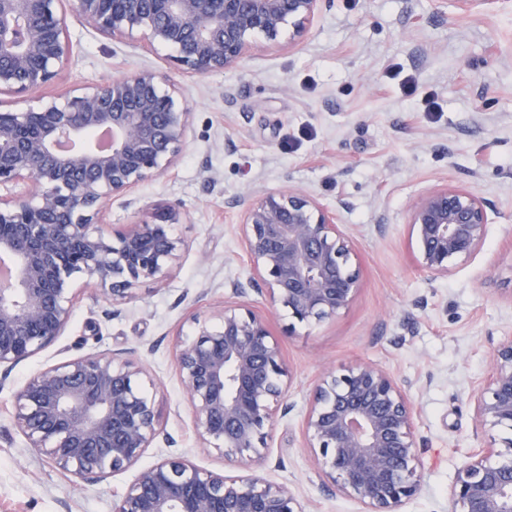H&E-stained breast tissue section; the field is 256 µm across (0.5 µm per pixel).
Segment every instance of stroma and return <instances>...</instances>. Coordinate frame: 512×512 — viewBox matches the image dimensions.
I'll return each instance as SVG.
<instances>
[{
	"label": "stroma",
	"instance_id": "obj_1",
	"mask_svg": "<svg viewBox=\"0 0 512 512\" xmlns=\"http://www.w3.org/2000/svg\"><path fill=\"white\" fill-rule=\"evenodd\" d=\"M72 53L59 80L32 100L100 86L141 70H167L173 50L115 44L75 11L66 13ZM192 111L184 151L167 175L143 183L144 210L115 201L110 224L152 221L180 204L173 230L186 251L165 289L142 284L114 304L82 289L72 320L49 348L17 365L0 387V512H113L134 481L70 479L27 448L11 399L44 366L90 352L123 353L151 377L146 389L161 440L141 460L173 454L228 475L259 472L288 484L316 512H364L323 480L303 446L312 390L328 369L357 362L386 369L418 409L424 492L403 512H448V489L480 448L470 396L492 373V351L512 336V11L464 14L446 0H333L294 44L256 37L240 68L206 77L175 74ZM447 183L491 205L481 249L445 277L420 270L408 206ZM297 188L337 207L354 242L362 287L336 319L291 326L287 312L248 283L241 199L250 189ZM265 316L290 371V412H277L270 452L258 466L200 448L174 344L191 317L218 323L224 304Z\"/></svg>",
	"mask_w": 512,
	"mask_h": 512
}]
</instances>
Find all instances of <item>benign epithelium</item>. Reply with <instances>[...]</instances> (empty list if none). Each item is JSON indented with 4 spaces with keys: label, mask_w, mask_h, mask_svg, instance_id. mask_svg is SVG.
<instances>
[{
    "label": "benign epithelium",
    "mask_w": 512,
    "mask_h": 512,
    "mask_svg": "<svg viewBox=\"0 0 512 512\" xmlns=\"http://www.w3.org/2000/svg\"><path fill=\"white\" fill-rule=\"evenodd\" d=\"M512 0H448L457 11L494 12ZM62 0H0V379L52 345L68 326L79 288L123 303L151 281L164 288L185 248L171 231L176 208L153 222L107 227L109 204L135 207V190L167 174L186 141L192 112L165 72L142 69L103 86L31 101L53 84L70 56ZM73 8L117 43L171 46L187 76L233 72L257 35L271 45L285 29L299 38L331 0H72ZM110 140L79 147L89 134ZM336 210L301 190L246 192L245 255L271 304L298 324L335 318L361 288L353 241ZM417 266L451 274L482 246L488 205L452 185L408 207ZM493 370L472 395L476 437L485 445L457 471L448 512H512V336L492 353ZM175 362L203 448L230 463L267 456L274 407L290 387L282 349L265 318L224 305L219 323L194 317ZM146 370L118 353H89L35 372L13 394L12 420L27 447L76 480L103 479L138 464L159 435ZM417 409L393 376L372 362L327 370L302 429L323 476L365 506L401 512L420 495ZM113 512H312L286 484L256 475L202 470L178 457L140 469Z\"/></svg>",
    "instance_id": "obj_1"
}]
</instances>
